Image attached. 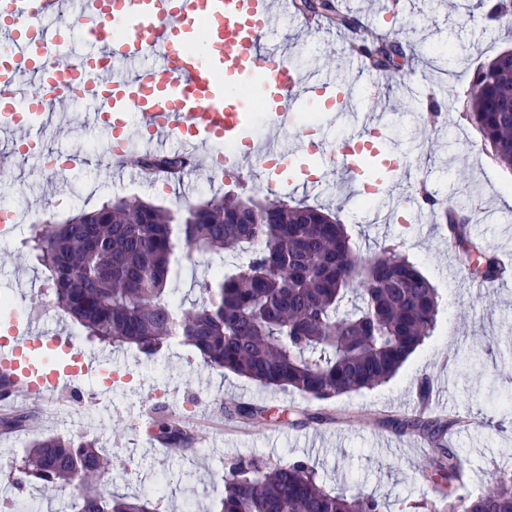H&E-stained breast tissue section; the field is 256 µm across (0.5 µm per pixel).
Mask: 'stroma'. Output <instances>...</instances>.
Instances as JSON below:
<instances>
[{"mask_svg":"<svg viewBox=\"0 0 512 512\" xmlns=\"http://www.w3.org/2000/svg\"><path fill=\"white\" fill-rule=\"evenodd\" d=\"M358 26L336 31L307 23L300 13L275 15L266 40L298 55L302 77L342 80L357 112L383 115L382 134L407 163L390 179L387 196L361 205L347 177L327 166L320 182L272 187L262 163L239 172L209 169L198 154L182 177L141 173L114 177L110 136L90 127L85 105L60 113L44 126L41 150L73 158L67 170L41 169L38 153L10 154L0 164V199L18 217L0 230V294L15 313L33 314L49 332L73 337L79 350L111 358L112 395L98 402L99 382L89 381L78 403L18 398L1 404L0 417L23 409L32 415L21 431L0 432V500L23 504L24 512H61L73 486L51 491L39 484L17 491L9 462L23 456L37 438L65 435L94 441L109 458L101 491L155 498L158 512H216L224 476L232 461L257 458L275 465L303 459L314 464L331 488L375 496L384 512H446L449 503L477 495L494 482L500 467L512 466V277L484 285L455 261L447 232L438 223L418 224L406 202L425 185L437 203L471 193L472 228L498 256L512 258V205L501 202L512 189V167L501 164L466 117L476 69L512 48V24L486 21L478 0H333ZM391 33L411 46L403 69L384 73L375 85L371 70L349 50L351 43ZM235 194L305 202L336 213L346 225L354 252L365 259L387 243L416 260L438 294L434 331L389 382L328 401L291 390L266 387L205 364L191 348L170 340L153 356L136 347H105L88 340L82 328L43 292L46 272L25 248L32 225L61 223L108 200L140 199L173 212L190 203ZM391 210L389 223H373L375 212ZM232 257L180 255L174 299L182 308L199 300L194 280L214 276ZM243 401L255 419L229 418L225 404ZM427 403L434 419L480 415L479 426L449 431L469 474L458 488L431 478L426 468L436 442L430 431L403 432L397 418H412ZM301 408L322 414L317 423L291 425L288 413ZM202 425L204 444L192 451H161L150 429L160 415Z\"/></svg>","mask_w":512,"mask_h":512,"instance_id":"obj_1","label":"stroma"}]
</instances>
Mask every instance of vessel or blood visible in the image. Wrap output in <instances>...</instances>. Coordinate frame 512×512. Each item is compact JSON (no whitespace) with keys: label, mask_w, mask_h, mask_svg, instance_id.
<instances>
[{"label":"vessel or blood","mask_w":512,"mask_h":512,"mask_svg":"<svg viewBox=\"0 0 512 512\" xmlns=\"http://www.w3.org/2000/svg\"><path fill=\"white\" fill-rule=\"evenodd\" d=\"M62 6L0 0V130L13 135L14 146L33 142L35 128L80 98L91 107L87 124L113 137L115 168L139 146L172 141L189 154H213L247 143L246 151L225 157L232 170L252 156L288 157L292 148L280 131L294 112L350 102L343 82H301L291 59L263 44L273 0H81L79 14L64 24L57 21ZM252 78L270 99L260 136L237 95ZM380 126L379 113L354 114L348 132L316 149L357 181L367 155H392L372 140ZM71 346L68 337L12 319L9 337L0 340V375L13 394L42 399L74 397L83 380L101 378L99 398L107 400L111 363L80 352L58 357L59 348Z\"/></svg>","instance_id":"obj_1"}]
</instances>
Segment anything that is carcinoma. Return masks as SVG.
Masks as SVG:
<instances>
[{
    "label": "carcinoma",
    "mask_w": 512,
    "mask_h": 512,
    "mask_svg": "<svg viewBox=\"0 0 512 512\" xmlns=\"http://www.w3.org/2000/svg\"><path fill=\"white\" fill-rule=\"evenodd\" d=\"M301 12L338 30L354 18L331 0H301ZM352 52L387 71L408 58L407 46L388 34ZM512 50L474 76L467 111L495 157L512 167ZM143 172L176 174L190 164L181 154L136 155ZM453 204L439 220L472 277L502 279L498 256L474 235L465 212ZM30 248L47 271L54 303L99 342L136 346L146 355L172 336L216 369L264 386L291 389L317 400L369 389L393 378L435 327L438 296L416 264L390 247L371 260L355 255L345 225L329 210L281 200L256 202L214 197L191 205L182 222L164 207L109 200L48 229L37 228ZM188 252L248 254L243 264L194 282L201 303L173 312L177 244ZM155 437L186 451L194 437L162 416ZM427 468L450 484H465L457 453L432 449ZM107 459L95 442L47 436L32 443L12 473L22 490L80 483L66 512H158L149 497L104 494L98 483ZM465 512H512V468L502 467L492 487L463 501ZM217 512H381L372 496L327 488L315 467L291 460L272 468L259 460L232 463Z\"/></svg>",
    "instance_id": "1"
}]
</instances>
